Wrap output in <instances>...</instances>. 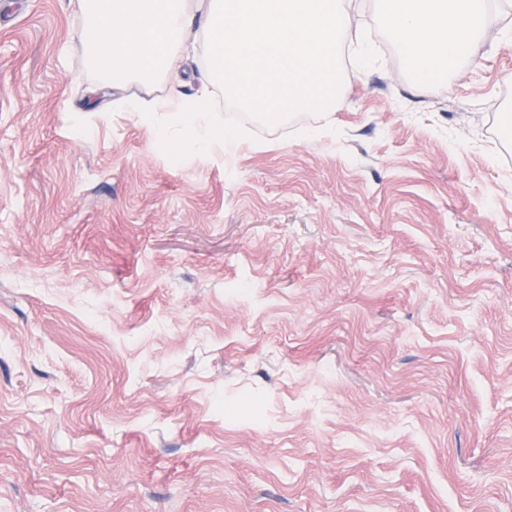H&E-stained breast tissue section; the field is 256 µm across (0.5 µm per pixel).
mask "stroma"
Instances as JSON below:
<instances>
[{
  "instance_id": "35a3bbf8",
  "label": "stroma",
  "mask_w": 512,
  "mask_h": 512,
  "mask_svg": "<svg viewBox=\"0 0 512 512\" xmlns=\"http://www.w3.org/2000/svg\"><path fill=\"white\" fill-rule=\"evenodd\" d=\"M356 22L328 134L200 155L0 0V512H512V0L443 83Z\"/></svg>"
}]
</instances>
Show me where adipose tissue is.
Wrapping results in <instances>:
<instances>
[{
  "mask_svg": "<svg viewBox=\"0 0 512 512\" xmlns=\"http://www.w3.org/2000/svg\"><path fill=\"white\" fill-rule=\"evenodd\" d=\"M372 6L408 69L438 80L470 63L501 17L498 0H372ZM351 7L352 0H79L88 62L102 83L154 82L180 53L206 45L199 91L128 105L158 138L177 124V148L201 153L241 140L213 113L216 87L273 121L332 111L343 86Z\"/></svg>",
  "mask_w": 512,
  "mask_h": 512,
  "instance_id": "1",
  "label": "adipose tissue"
}]
</instances>
